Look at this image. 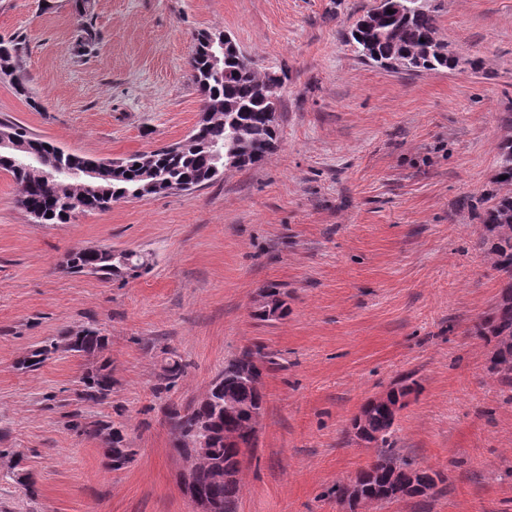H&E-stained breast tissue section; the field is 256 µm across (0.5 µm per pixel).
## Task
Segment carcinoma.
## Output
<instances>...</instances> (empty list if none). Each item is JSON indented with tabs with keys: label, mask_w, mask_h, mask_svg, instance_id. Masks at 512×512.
Segmentation results:
<instances>
[{
	"label": "carcinoma",
	"mask_w": 512,
	"mask_h": 512,
	"mask_svg": "<svg viewBox=\"0 0 512 512\" xmlns=\"http://www.w3.org/2000/svg\"><path fill=\"white\" fill-rule=\"evenodd\" d=\"M392 13H387V10ZM348 43L363 61L384 68L406 71L475 69L480 61L462 53L451 52L439 39L435 10L421 0H385L362 15L351 30ZM22 46L14 39H0V71L13 73ZM211 33L203 31L194 38L189 60L194 82L203 103L201 123L204 134L167 151L134 153L112 161L80 155L59 157L52 144L34 137L22 125L0 121V132L14 144L11 152L0 151V169L10 172L17 184V202L36 224L66 222V206L77 201L83 212L102 211L125 199L165 194L180 186L199 187L232 169H244L262 163L277 146L276 114L287 74L260 69L238 46L230 45L224 52V69L212 64ZM224 147V162L216 163L214 147ZM42 153L35 169L18 168L17 155L26 151ZM499 166L478 218L483 224L479 245L490 267L498 272L502 285L495 306L473 327L475 337L491 346L486 366L489 382L512 399V134L497 144ZM96 164L100 172L93 182L46 177L59 167ZM86 265L97 267L104 280L137 278L148 272V256L137 254L123 266L112 259L106 249H79L70 253L64 264L68 273H79ZM107 338L95 327L70 331L60 341L34 349L19 362L22 369L34 371L46 361V354L59 350L78 355H92L105 349ZM255 357L235 356L217 375L223 383L222 395L207 390V396L195 407L182 408L173 403L161 407L163 416L175 439H187L201 422L212 432L210 456L198 462V485L212 500L219 512H236L242 490L239 449L224 445V436H233L243 448L252 447L258 418L264 407L261 380L265 366L273 363L271 356L258 346ZM160 368L154 395L160 399L178 386L186 376L188 364L171 352ZM76 396L79 401L102 402L112 393V374L105 363L83 373ZM237 404L226 413L212 404L215 398ZM363 428L376 448L372 463L356 475V480L339 481L332 488L338 501H350L354 492L370 504H383L416 494L410 488L411 475L417 469L412 460L401 457L393 448L394 417L389 402L370 399L362 407L361 416L352 419ZM72 427L104 448L106 465L119 470L134 461L137 450L126 444L124 428L112 422L72 420ZM220 463L231 471V477H215L214 466Z\"/></svg>",
	"instance_id": "obj_1"
}]
</instances>
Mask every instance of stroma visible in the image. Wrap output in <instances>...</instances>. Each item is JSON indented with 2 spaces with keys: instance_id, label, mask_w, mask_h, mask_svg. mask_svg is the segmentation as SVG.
Listing matches in <instances>:
<instances>
[{
  "instance_id": "stroma-1",
  "label": "stroma",
  "mask_w": 512,
  "mask_h": 512,
  "mask_svg": "<svg viewBox=\"0 0 512 512\" xmlns=\"http://www.w3.org/2000/svg\"><path fill=\"white\" fill-rule=\"evenodd\" d=\"M428 3L440 39L481 70L364 63L345 36L373 0H95L84 55L72 0H0V38H22L32 93L0 73V119L81 156L183 139L201 117L187 64L200 31L228 32L259 67L288 74L275 152L199 188L36 224L0 172V512H193L152 391L160 361L172 351L188 362L169 395L185 407L253 345L275 363L237 512H343L332 487L375 456L351 420L409 373L421 391L394 446L444 481L366 512H512V402L489 384L490 348L473 334L501 281L470 208L512 133V0ZM91 247L133 249L151 267L128 281L63 271L70 251ZM270 284L288 315L262 321L254 302ZM88 325L107 336L104 354L19 368ZM106 358L110 400L76 401L81 374ZM75 411L125 422L135 460L107 467L70 427Z\"/></svg>"
}]
</instances>
